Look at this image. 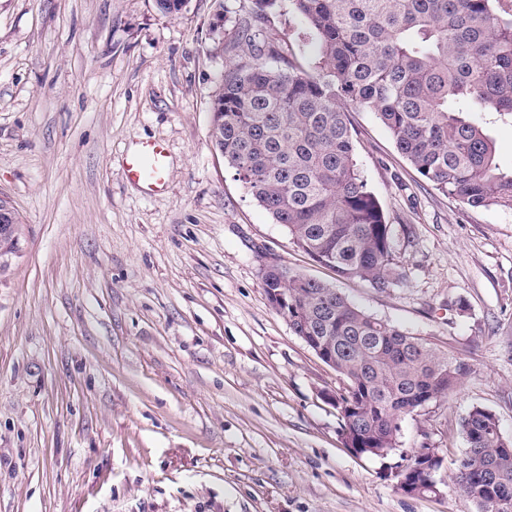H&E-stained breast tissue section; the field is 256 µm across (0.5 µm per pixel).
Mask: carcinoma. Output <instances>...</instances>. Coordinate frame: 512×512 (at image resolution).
Instances as JSON below:
<instances>
[{
	"label": "carcinoma",
	"mask_w": 512,
	"mask_h": 512,
	"mask_svg": "<svg viewBox=\"0 0 512 512\" xmlns=\"http://www.w3.org/2000/svg\"><path fill=\"white\" fill-rule=\"evenodd\" d=\"M293 14V39L273 15ZM236 46L250 60L224 76L213 107L219 147L293 243L339 277L378 292L399 286L391 224L356 158L349 113L375 112L397 150L444 195L471 209L512 210V168L473 115L512 118V0H252ZM263 288L288 294V325L336 354L366 445L398 447L400 421L432 390L453 392L462 359L377 319L335 288L277 264ZM454 488L477 512L512 487V440L475 406Z\"/></svg>",
	"instance_id": "1"
}]
</instances>
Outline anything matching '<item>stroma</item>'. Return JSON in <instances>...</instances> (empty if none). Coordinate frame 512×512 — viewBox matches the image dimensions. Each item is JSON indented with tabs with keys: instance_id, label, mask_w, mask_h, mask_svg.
I'll list each match as a JSON object with an SVG mask.
<instances>
[{
	"instance_id": "1",
	"label": "stroma",
	"mask_w": 512,
	"mask_h": 512,
	"mask_svg": "<svg viewBox=\"0 0 512 512\" xmlns=\"http://www.w3.org/2000/svg\"><path fill=\"white\" fill-rule=\"evenodd\" d=\"M251 7L0 0V198L22 220L0 275V512H475L390 472L426 443L453 476L475 406L512 438V211L439 193L355 112L407 279L380 293L297 248L211 139ZM144 141L168 156L159 192L124 174ZM273 262L470 375L402 418L398 451L354 455L330 400L346 380L268 302Z\"/></svg>"
}]
</instances>
